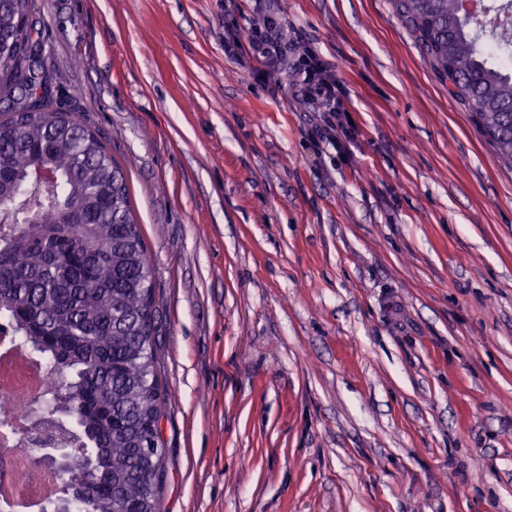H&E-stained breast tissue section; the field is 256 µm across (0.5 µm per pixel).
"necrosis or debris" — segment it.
<instances>
[{
  "instance_id": "obj_1",
  "label": "necrosis or debris",
  "mask_w": 512,
  "mask_h": 512,
  "mask_svg": "<svg viewBox=\"0 0 512 512\" xmlns=\"http://www.w3.org/2000/svg\"><path fill=\"white\" fill-rule=\"evenodd\" d=\"M0 342L15 354L8 382L0 381V512H59L63 476L53 466L36 463L39 445L36 409H49L52 367L0 320Z\"/></svg>"
}]
</instances>
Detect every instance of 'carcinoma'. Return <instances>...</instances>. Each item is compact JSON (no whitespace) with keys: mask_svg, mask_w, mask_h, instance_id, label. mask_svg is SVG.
<instances>
[{"mask_svg":"<svg viewBox=\"0 0 512 512\" xmlns=\"http://www.w3.org/2000/svg\"><path fill=\"white\" fill-rule=\"evenodd\" d=\"M403 9L452 93L512 160V67L490 62L458 0ZM32 0H0V316L58 381L49 416L83 439L73 512H158L163 479L154 271L129 187L99 134L54 104Z\"/></svg>","mask_w":512,"mask_h":512,"instance_id":"cac0c4a2","label":"carcinoma"}]
</instances>
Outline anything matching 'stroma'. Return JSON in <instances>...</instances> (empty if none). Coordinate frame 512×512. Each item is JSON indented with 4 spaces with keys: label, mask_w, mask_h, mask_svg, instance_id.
<instances>
[{
    "label": "stroma",
    "mask_w": 512,
    "mask_h": 512,
    "mask_svg": "<svg viewBox=\"0 0 512 512\" xmlns=\"http://www.w3.org/2000/svg\"><path fill=\"white\" fill-rule=\"evenodd\" d=\"M332 64L352 138L224 48ZM156 284L159 512H512V161L398 0H35Z\"/></svg>",
    "instance_id": "obj_1"
}]
</instances>
